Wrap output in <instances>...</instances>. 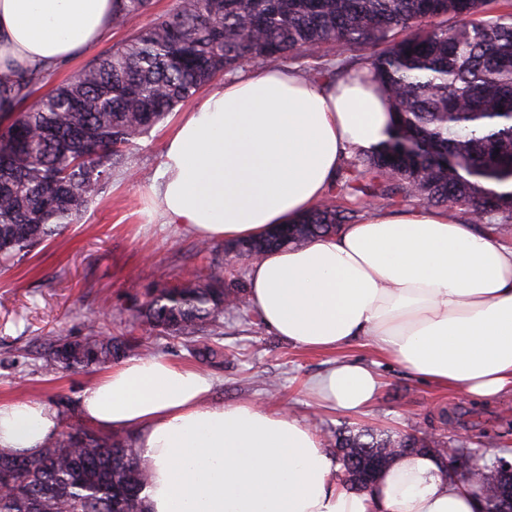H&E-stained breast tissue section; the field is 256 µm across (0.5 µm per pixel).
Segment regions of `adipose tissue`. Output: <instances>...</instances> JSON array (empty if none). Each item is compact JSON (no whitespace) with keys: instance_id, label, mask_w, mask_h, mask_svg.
I'll list each match as a JSON object with an SVG mask.
<instances>
[{"instance_id":"ef3b65f1","label":"adipose tissue","mask_w":512,"mask_h":512,"mask_svg":"<svg viewBox=\"0 0 512 512\" xmlns=\"http://www.w3.org/2000/svg\"><path fill=\"white\" fill-rule=\"evenodd\" d=\"M112 0H0V85L51 72L112 33ZM393 117L368 72L313 81L268 66L210 86L164 142L152 186L163 223L204 240L294 223L348 153L379 146ZM252 311L294 345L367 342L420 379L469 397L512 391V243L423 206L368 210L336 234L264 255L247 271ZM382 380L338 362L308 391L365 413ZM214 382L162 356L109 369L82 393L85 421L130 431L149 467L150 512H484L469 482L408 456L366 492L337 484L314 430L254 402L210 403ZM38 400L0 403V451L32 455L58 433Z\"/></svg>"}]
</instances>
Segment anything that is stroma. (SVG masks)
Masks as SVG:
<instances>
[{
	"label": "stroma",
	"instance_id": "stroma-1",
	"mask_svg": "<svg viewBox=\"0 0 512 512\" xmlns=\"http://www.w3.org/2000/svg\"><path fill=\"white\" fill-rule=\"evenodd\" d=\"M177 120L169 115L138 147L82 221L69 225L22 262L0 268V401L33 398L56 407L65 398L79 404L100 369L43 375L40 355L55 336H85L95 328L118 336L130 330L134 306L159 279L173 282L214 262L246 276L249 260L238 259L214 241L198 252L199 240L182 225L161 223L152 192L164 140ZM224 363L204 366L183 340L137 337L128 352L145 346L160 356L204 369L214 380V403L254 401L285 408L311 423L326 450L334 432L367 425L400 433L442 436L448 447L472 452L483 462L512 460V396L493 401L441 390L418 379L404 365L380 359L368 346L336 352L304 350L269 332L252 311L224 313ZM336 360L373 365L382 388L366 414L347 416L318 406L308 382Z\"/></svg>",
	"mask_w": 512,
	"mask_h": 512
}]
</instances>
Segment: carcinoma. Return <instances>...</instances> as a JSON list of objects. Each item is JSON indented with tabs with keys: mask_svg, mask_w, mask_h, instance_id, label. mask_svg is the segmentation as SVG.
I'll return each instance as SVG.
<instances>
[{
	"mask_svg": "<svg viewBox=\"0 0 512 512\" xmlns=\"http://www.w3.org/2000/svg\"><path fill=\"white\" fill-rule=\"evenodd\" d=\"M125 26L150 0H113ZM334 47L340 59L320 62ZM365 57L391 101L395 121L375 152L344 163L325 197L298 223L238 243L254 257L353 224L350 198L394 205L416 198L475 222L512 224V0H178L49 92L48 75L29 71L1 90L15 111L0 119V264L20 261L76 224L125 163L135 140L208 84L248 63L308 57L314 81L348 72L349 53ZM454 157L456 164L446 163ZM233 271L199 268L162 284L135 308L138 327L196 343L202 361L224 306L247 305ZM125 337L91 330L57 337L41 370L105 366L124 357ZM402 436L373 429L336 432V458L375 451L392 466ZM147 468L131 437L67 427L34 455L0 452V512H148Z\"/></svg>",
	"mask_w": 512,
	"mask_h": 512,
	"instance_id": "carcinoma-1",
	"label": "carcinoma"
}]
</instances>
